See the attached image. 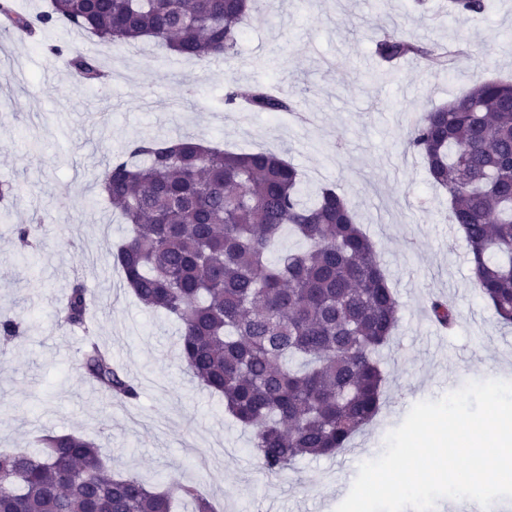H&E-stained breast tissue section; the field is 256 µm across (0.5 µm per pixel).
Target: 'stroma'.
Here are the masks:
<instances>
[{
  "label": "stroma",
  "mask_w": 512,
  "mask_h": 512,
  "mask_svg": "<svg viewBox=\"0 0 512 512\" xmlns=\"http://www.w3.org/2000/svg\"><path fill=\"white\" fill-rule=\"evenodd\" d=\"M463 41L452 74L418 60L385 70L376 39ZM95 57L110 80L80 83L68 55ZM512 77V0L459 18L446 0H275L245 20L236 53L221 66L177 56L153 41L106 45L64 27L0 45V184L12 185L11 220L30 225L21 253L0 236V316L25 332L0 356V451L30 448L48 431L94 440L114 471L159 487L197 485L219 512H335L359 465L417 402L474 378L512 380V329L475 288L465 242L449 220L448 195L408 151L409 124L475 83ZM286 91L300 117L225 105L228 82ZM189 135L228 150L284 153L309 189L333 186L374 242L401 311L380 353L381 409L349 448L265 474L250 430L224 411L176 357L177 324L143 307L111 251L128 226L99 192L116 155L144 137ZM96 305L91 332L140 385L121 403L85 379L83 332L56 309L74 280ZM457 314L437 326L429 301Z\"/></svg>",
  "instance_id": "obj_1"
}]
</instances>
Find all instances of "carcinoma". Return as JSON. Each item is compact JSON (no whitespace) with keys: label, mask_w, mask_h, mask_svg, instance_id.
<instances>
[{"label":"carcinoma","mask_w":512,"mask_h":512,"mask_svg":"<svg viewBox=\"0 0 512 512\" xmlns=\"http://www.w3.org/2000/svg\"><path fill=\"white\" fill-rule=\"evenodd\" d=\"M258 2L51 0L49 10L30 15L0 0V28L25 38L64 25L112 45L150 38L207 62L234 54ZM490 2L449 0V8L469 17L486 13ZM467 53L465 44L389 35L374 48L387 66L412 57L448 74ZM68 64L80 82L105 85L95 58L74 55ZM225 103L296 111L286 94L232 82ZM407 148L423 156L433 182L448 193L474 283L511 327L512 82L482 81L424 113L409 130ZM100 191L129 226L112 251L113 265L141 304L179 324L180 363L251 429L262 467L279 474L302 457L349 448L380 410L385 377L377 354L400 316L376 247L345 198L325 186L307 201L300 171L280 156L208 147L188 135L135 142L108 165ZM3 225L29 245L30 226L6 216ZM286 229L304 247L277 250ZM89 310L77 279L64 321L86 330ZM430 313L443 327L455 319L440 299L431 300ZM82 361L86 376L112 397L138 398L137 384L95 341ZM177 496L191 499L193 512H216L194 486L161 489L112 471L91 441L72 433L0 453V512H173Z\"/></svg>","instance_id":"obj_1"}]
</instances>
